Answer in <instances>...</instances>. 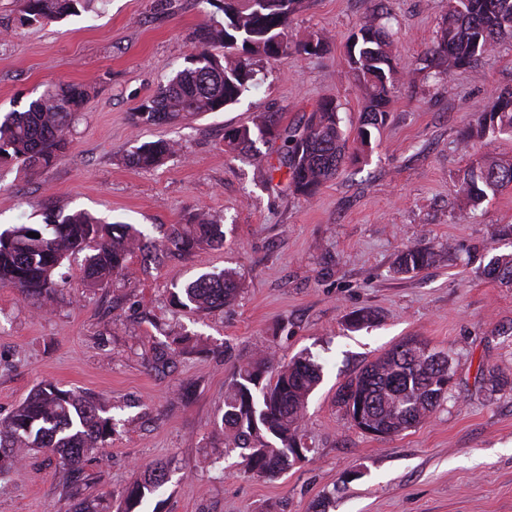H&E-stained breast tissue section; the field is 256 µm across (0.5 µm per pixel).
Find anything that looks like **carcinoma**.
I'll use <instances>...</instances> for the list:
<instances>
[{"label":"carcinoma","mask_w":512,"mask_h":512,"mask_svg":"<svg viewBox=\"0 0 512 512\" xmlns=\"http://www.w3.org/2000/svg\"><path fill=\"white\" fill-rule=\"evenodd\" d=\"M91 0H19L20 21H60L88 9ZM374 10L359 26L348 45V65L364 99L354 142L365 152L371 148L372 130L387 119L389 106L402 75L391 53L390 31L381 23L383 0H372ZM301 0H224L223 16H207L196 30L197 54L235 43L241 52L218 56L208 66L193 62L179 69L134 113L138 124H163L187 116L219 112L234 105L256 86L254 65L270 59L271 43H282V53L319 55L327 37L317 33L299 43L288 42L291 16ZM505 36H512V0H448L439 34L429 50L436 76L449 78L454 70L472 62ZM88 93L79 85L47 87L24 110L0 116V157L24 164L29 170L50 169L68 143L76 115L83 111ZM340 105L320 102L303 128L281 127L274 115L260 117L254 127L224 131V145L233 152L254 149L258 141L282 142L277 162L267 163L269 177L287 176V188L305 199L335 179L348 159L349 136L341 128ZM512 136V89L495 93L478 106L470 139L497 134ZM179 151L167 139L147 141L127 154L136 169L163 165ZM512 185V161L488 159L466 169L459 177V204L477 208L489 197ZM40 234L38 238L28 233ZM224 244L223 224L206 213L174 224L165 240L145 237L130 224H106L86 213H61L33 227L25 224L0 232V287L13 288L25 299L44 301L55 290V272L63 262L80 254L89 285L99 287L122 273L129 260L140 255L159 262L168 252L191 255L203 246ZM439 253L421 245L405 247L397 259V272L416 274L435 264ZM487 275L512 283V254L493 257ZM239 291L236 272H204L181 287L178 302L205 312L230 305ZM452 370L450 355L427 350L407 341L365 365L340 385L337 403L350 423L380 438L394 437L417 427L448 398L444 374ZM322 380V366L310 354L288 363L276 360L267 346L251 359L234 366L224 392L220 430L224 451H239L247 473L276 478L294 466L297 449L309 453L300 436L308 400ZM112 434L111 419L89 399L43 382L0 422V471L21 473L25 454L42 452L63 461L76 480L90 456ZM170 480L168 465L141 471L121 493L117 512H140L149 497L160 493ZM53 512H88L75 496L56 502Z\"/></svg>","instance_id":"carcinoma-1"}]
</instances>
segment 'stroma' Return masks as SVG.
I'll use <instances>...</instances> for the list:
<instances>
[{
  "label": "stroma",
  "mask_w": 512,
  "mask_h": 512,
  "mask_svg": "<svg viewBox=\"0 0 512 512\" xmlns=\"http://www.w3.org/2000/svg\"><path fill=\"white\" fill-rule=\"evenodd\" d=\"M224 0H103L60 22L21 23L16 0H0V113L22 108L46 84L84 87L90 101L56 164L33 173L0 164V230L42 224L47 213L83 210L163 240L196 213L220 219L224 244L145 267L132 258L102 288L79 260L58 269L43 305L0 288V421L45 381L91 398L115 430L80 483L92 512H116L140 467L166 463L171 478L155 512H512V285L486 278L491 258L512 253V188L465 214L462 171L487 158L512 159V137L470 145L460 135L477 106L512 87V40L472 67L434 80L426 66L448 0H390L394 52L405 80L372 152L351 160L311 200L268 182L258 155L224 150L226 129L276 114L297 126L326 98L342 127H357L362 96L346 46L367 0H303L291 42L319 32L318 56L257 61V86L220 112L179 125H137L135 109L194 52L196 28ZM165 138L182 151L149 171L125 164L139 144ZM410 245L439 252L417 274L397 273ZM242 276L236 301L200 314L173 294L199 274ZM370 308L373 324L347 316ZM189 335L199 352L158 371L157 342ZM415 338L452 357L451 395L422 424L392 438L351 425L336 403L341 384L401 342ZM279 361L306 351L324 367L302 426L312 459L276 479L246 474L225 455L217 423L234 364L259 343ZM508 377L492 388L482 372ZM63 465L29 456L22 475L0 474V512H50Z\"/></svg>",
  "instance_id": "1"
}]
</instances>
